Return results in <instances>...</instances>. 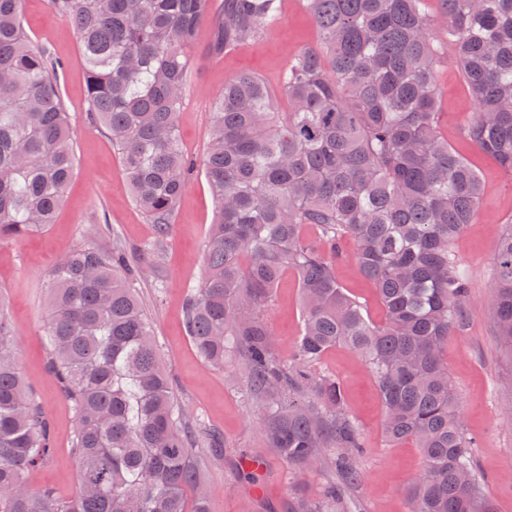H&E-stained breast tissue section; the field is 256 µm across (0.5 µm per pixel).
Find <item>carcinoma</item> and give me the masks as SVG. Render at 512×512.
<instances>
[{"instance_id": "carcinoma-1", "label": "carcinoma", "mask_w": 512, "mask_h": 512, "mask_svg": "<svg viewBox=\"0 0 512 512\" xmlns=\"http://www.w3.org/2000/svg\"><path fill=\"white\" fill-rule=\"evenodd\" d=\"M24 0H0V241L54 223L76 158L60 65L35 46ZM77 32L86 111L118 151L134 204L158 240L173 224L191 171L177 117L192 65L185 49L211 16L215 55L258 39L284 0H47ZM320 46L282 71L288 111L264 81L224 83L203 174L216 204L206 270L184 318L204 362L228 352L261 398L266 445L300 481L325 459L342 483L290 512H334L366 451L341 382L314 372L345 346L372 372L393 443L413 441L423 470L408 512H495L478 490L443 352L464 325L469 283L453 241L483 204L479 174L440 133L435 69L455 59L475 101L461 133L512 172V0H300ZM385 310L373 322L337 279L345 242ZM493 315L512 348V231L496 253ZM134 262L119 247L82 246L50 270L45 325L51 366L76 413L78 494L33 479L53 452L50 426L20 373L0 304V512H209L201 456L222 450L192 433L163 372ZM295 274L302 329L291 359L275 355L263 318Z\"/></svg>"}]
</instances>
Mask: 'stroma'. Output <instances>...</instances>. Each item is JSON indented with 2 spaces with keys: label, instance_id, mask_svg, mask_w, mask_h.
I'll use <instances>...</instances> for the list:
<instances>
[{
  "label": "stroma",
  "instance_id": "1",
  "mask_svg": "<svg viewBox=\"0 0 512 512\" xmlns=\"http://www.w3.org/2000/svg\"><path fill=\"white\" fill-rule=\"evenodd\" d=\"M23 26L34 44L47 48L63 66L62 98L77 163L55 223L28 237L0 242V300L19 340L21 373L52 434L53 455L37 471L35 486L53 487L63 498L73 497L78 489L77 460L71 450L76 417L51 368L44 335L48 273L74 248L91 244L108 249L118 243L140 260L135 288L152 322L161 364L178 404L197 430L216 431L224 441L221 455L202 460L211 512H288L292 498L320 497L327 483L337 481V474L318 465L302 483L293 482L285 464L265 444L258 425L260 398L242 378L229 375L234 360L226 359L220 370L209 367L186 332L185 295L204 274L208 231L215 216L203 174L195 173L189 180L168 238L157 241L154 226L133 203L117 152L86 110V75L76 32L47 8L45 0H25ZM210 38V23L202 21L188 50L193 67L178 120L180 145L198 163L207 152L211 112L225 81L254 74L266 83L277 110L287 111L280 74L299 50L319 44L316 28L299 0H285L280 18L255 42L213 56L204 52ZM435 81L440 132L479 173L484 187L479 214L453 246L469 281V317L463 331L449 337L444 358L474 440L476 483L496 512H512V418L503 414L504 407L512 404V353L496 334L491 309L497 245L512 218V172L462 137L460 129L471 119L475 102L453 60L438 65ZM337 277L362 302L371 320L383 321L384 308L374 286L352 260L339 264ZM264 318L275 334L278 358L288 360L302 325L294 273L284 276ZM315 371L341 382L345 408L360 423L368 446L357 461L360 478L345 486L338 512H405L406 492L422 472V454L414 443L393 445L386 440L373 375L362 358L344 346L328 351ZM246 470L254 473L255 482L241 479Z\"/></svg>",
  "mask_w": 512,
  "mask_h": 512
}]
</instances>
